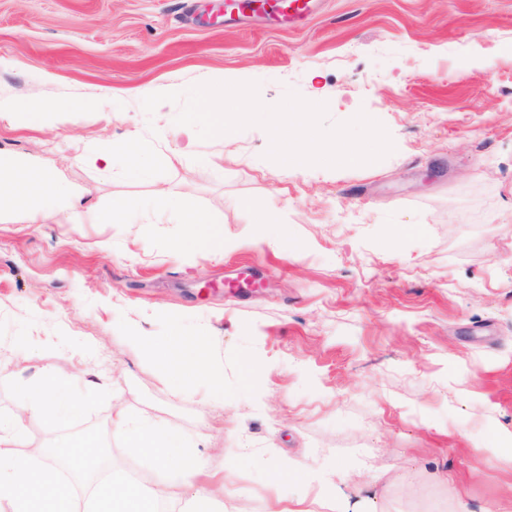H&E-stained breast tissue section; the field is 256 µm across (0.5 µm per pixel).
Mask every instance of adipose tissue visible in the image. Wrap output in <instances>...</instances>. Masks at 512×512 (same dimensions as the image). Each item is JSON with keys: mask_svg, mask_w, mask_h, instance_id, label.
Returning a JSON list of instances; mask_svg holds the SVG:
<instances>
[{"mask_svg": "<svg viewBox=\"0 0 512 512\" xmlns=\"http://www.w3.org/2000/svg\"><path fill=\"white\" fill-rule=\"evenodd\" d=\"M123 154L130 174L149 177L145 162L147 150L138 134H129L114 150L86 154L84 161L97 169H110L114 154ZM55 196L64 209H76L81 194L65 184L55 170L14 157H0V212L22 218L36 214L46 195ZM156 205L178 212L183 223L196 225L198 233L190 240L176 242V250L195 248L221 254L227 248L215 237L208 220L188 201L158 191ZM139 356L156 367L162 383L174 394L193 393L209 368L210 348L206 337L173 333L158 342L149 336L132 339ZM91 395L73 391L69 379L42 375L30 384L23 401L12 416L0 419V512H178L181 490L192 487L205 499L224 489L227 475L206 470L203 462L188 447L179 428L158 424L116 411L113 427L122 433L130 452L173 464L179 474L175 484L158 483L151 487H132L109 481L94 483L83 496L69 493L61 478L62 462L81 469L79 460H67L62 448L21 450V436L28 418H39L53 426L88 405Z\"/></svg>", "mask_w": 512, "mask_h": 512, "instance_id": "ef3b65f1", "label": "adipose tissue"}]
</instances>
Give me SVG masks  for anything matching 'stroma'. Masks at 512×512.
<instances>
[{"label": "stroma", "mask_w": 512, "mask_h": 512, "mask_svg": "<svg viewBox=\"0 0 512 512\" xmlns=\"http://www.w3.org/2000/svg\"><path fill=\"white\" fill-rule=\"evenodd\" d=\"M327 105V124L380 121L395 150L361 166L284 167L266 130L178 135L179 105L144 97L217 77ZM115 90L102 112L79 104ZM75 109L53 128L0 112V156L57 168L84 204L0 215V417L39 374L92 403L25 446L109 431L115 480L154 463L112 433L116 406L181 428L225 490L187 512H512V0H322L305 25L228 19L224 0H0V98ZM146 139L152 178L78 155ZM188 199L234 248L172 244L192 225L153 206ZM125 223L98 215L115 198ZM296 250L262 242L257 209ZM210 342L223 388L160 382L131 336L171 323ZM309 476L271 486L269 465ZM136 207L131 199L116 198L112 201V207L104 211L100 217L103 224H122L128 213Z\"/></svg>", "instance_id": "stroma-1"}]
</instances>
